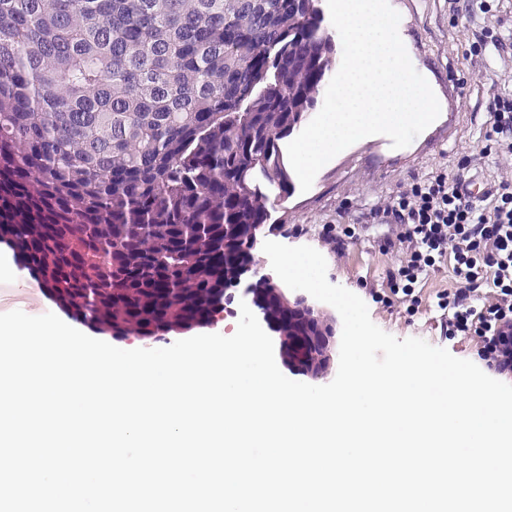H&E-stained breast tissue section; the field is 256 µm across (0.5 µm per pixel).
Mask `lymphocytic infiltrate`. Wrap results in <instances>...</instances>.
I'll use <instances>...</instances> for the list:
<instances>
[{"label":"lymphocytic infiltrate","mask_w":512,"mask_h":512,"mask_svg":"<svg viewBox=\"0 0 512 512\" xmlns=\"http://www.w3.org/2000/svg\"><path fill=\"white\" fill-rule=\"evenodd\" d=\"M484 133L489 153L512 154V96L489 100ZM468 163L457 172L436 171L413 179L386 204L362 213L354 224H327L323 234L344 251L364 228L382 225V253L399 258L386 275V286L371 296L383 308L418 313L422 289L432 275L448 271L452 287L436 291L440 334L448 340L470 337L479 357L498 373L512 371V177L503 176L481 195H469Z\"/></svg>","instance_id":"f902f5d3"}]
</instances>
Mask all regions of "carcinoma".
Masks as SVG:
<instances>
[{
    "mask_svg": "<svg viewBox=\"0 0 512 512\" xmlns=\"http://www.w3.org/2000/svg\"><path fill=\"white\" fill-rule=\"evenodd\" d=\"M335 67L319 0H0V240L103 334L189 331L247 286L323 374L330 322L249 267Z\"/></svg>",
    "mask_w": 512,
    "mask_h": 512,
    "instance_id": "carcinoma-1",
    "label": "carcinoma"
}]
</instances>
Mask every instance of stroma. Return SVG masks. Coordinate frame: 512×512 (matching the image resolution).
Returning <instances> with one entry per match:
<instances>
[{"label": "stroma", "instance_id": "1", "mask_svg": "<svg viewBox=\"0 0 512 512\" xmlns=\"http://www.w3.org/2000/svg\"><path fill=\"white\" fill-rule=\"evenodd\" d=\"M400 15L399 35L414 68L437 96L439 117L404 148L395 149L383 135L356 142L317 173L309 191L293 186L288 199L271 212L261 238L288 246L309 245L327 261V278L366 301L372 321L393 336L418 337L447 349L461 359L477 361L476 340L441 337L439 317L422 303L415 317L402 308L386 310L372 302L371 289L381 288L396 257L379 252L374 236L361 237L344 253H336L322 234L326 224H347L354 215L385 202L412 177L437 170L455 171L469 159L471 174L490 185L512 172V156L484 155L481 133L489 118L490 96L512 92V0H494L482 13L479 0H389ZM501 36V46L473 50L483 28ZM20 310L37 316L66 312L48 294L40 279L19 269L12 279H0V313Z\"/></svg>", "mask_w": 512, "mask_h": 512}]
</instances>
